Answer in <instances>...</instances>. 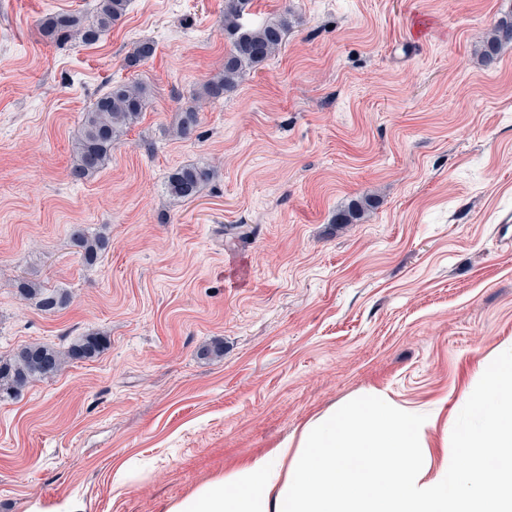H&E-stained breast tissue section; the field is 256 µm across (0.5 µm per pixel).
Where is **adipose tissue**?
I'll use <instances>...</instances> for the list:
<instances>
[{"label":"adipose tissue","instance_id":"adipose-tissue-1","mask_svg":"<svg viewBox=\"0 0 512 512\" xmlns=\"http://www.w3.org/2000/svg\"><path fill=\"white\" fill-rule=\"evenodd\" d=\"M467 404L495 415L483 429L456 435L464 465L452 476L423 481V420L372 394L199 484L163 512H512L511 358L494 365ZM492 461L498 479L488 484Z\"/></svg>","mask_w":512,"mask_h":512}]
</instances>
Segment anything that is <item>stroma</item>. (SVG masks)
<instances>
[{"instance_id": "35a3bbf8", "label": "stroma", "mask_w": 512, "mask_h": 512, "mask_svg": "<svg viewBox=\"0 0 512 512\" xmlns=\"http://www.w3.org/2000/svg\"><path fill=\"white\" fill-rule=\"evenodd\" d=\"M95 4L0 0V357L109 338L0 401V512H161L370 392L424 420L423 480L458 469L453 434L485 423L464 400L512 355V45L476 54L512 0H250L248 24L291 28L216 100L224 0H129L90 45L44 35ZM143 39L155 56L126 67ZM109 81L148 84L149 105L72 181ZM190 163L214 177L174 200ZM77 224L110 238L95 266ZM20 279L70 302L44 313ZM213 175V169L205 165L182 166L169 176L167 191L174 199L192 200L211 181Z\"/></svg>"}]
</instances>
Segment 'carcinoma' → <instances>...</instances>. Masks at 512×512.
I'll use <instances>...</instances> for the list:
<instances>
[{
	"instance_id": "cac0c4a2",
	"label": "carcinoma",
	"mask_w": 512,
	"mask_h": 512,
	"mask_svg": "<svg viewBox=\"0 0 512 512\" xmlns=\"http://www.w3.org/2000/svg\"><path fill=\"white\" fill-rule=\"evenodd\" d=\"M249 0H224V39L230 50L224 57L222 72L209 79L204 86L207 97L219 99L232 90L237 78L247 69L254 68L272 56L282 46L288 32V18L253 27L244 21ZM128 0H98L94 20L90 23L70 12H58L42 22L44 35L52 40L91 43L102 32L116 24L125 15ZM512 44V14L499 18L488 31L477 54L486 65L496 62L501 49ZM156 52L152 40H141L126 59V66L136 67ZM150 99V90L142 82L116 83L108 87L84 114L82 128L73 142V165L70 177L83 180L103 169L112 156V149L121 136L141 118ZM198 124V111L188 108L181 113L176 134L191 136ZM214 171L205 165H185L174 171L168 179L167 191L175 199H194L202 187L211 181ZM73 245L84 263L95 265L109 248V238L103 232L91 234L77 225L71 232ZM16 288L25 299L36 300L46 314L64 308L69 302L67 291L48 289L21 279ZM107 347V337L88 334L71 343L65 350L48 344H31L18 349L8 358H0V399L17 396L35 381L57 376L63 366L78 360H90Z\"/></svg>"
}]
</instances>
